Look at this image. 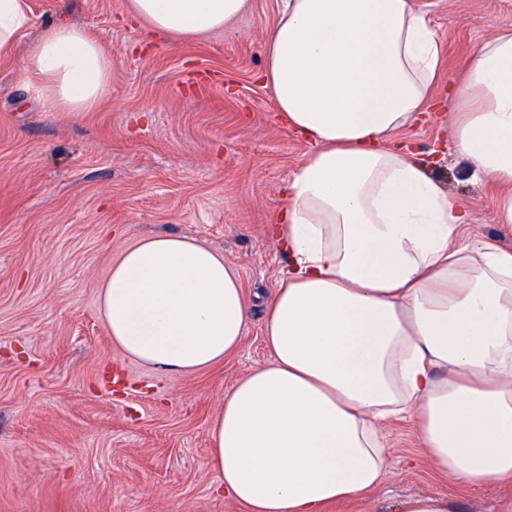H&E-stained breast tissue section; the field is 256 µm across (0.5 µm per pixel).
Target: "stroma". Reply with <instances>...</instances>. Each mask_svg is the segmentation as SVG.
<instances>
[{
    "label": "stroma",
    "instance_id": "1",
    "mask_svg": "<svg viewBox=\"0 0 512 512\" xmlns=\"http://www.w3.org/2000/svg\"><path fill=\"white\" fill-rule=\"evenodd\" d=\"M35 25L67 20L112 56L110 94L74 116L45 112L14 80L33 35L0 62V512H244L214 491L210 431L225 392L269 360L263 300L288 259L266 227L308 148L257 78L279 0H250L224 33L171 41L121 21L128 0H27ZM436 30L447 83L512 0H413ZM471 212L470 235L512 249L498 189L476 180L450 113L399 131ZM179 234L220 252L250 306L221 364L172 374L124 358L99 310L112 264L143 237ZM382 483L325 512H395L448 495L455 512H495L496 483L433 470L406 420L384 427Z\"/></svg>",
    "mask_w": 512,
    "mask_h": 512
}]
</instances>
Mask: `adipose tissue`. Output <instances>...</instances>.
Returning a JSON list of instances; mask_svg holds the SVG:
<instances>
[{
	"label": "adipose tissue",
	"mask_w": 512,
	"mask_h": 512,
	"mask_svg": "<svg viewBox=\"0 0 512 512\" xmlns=\"http://www.w3.org/2000/svg\"><path fill=\"white\" fill-rule=\"evenodd\" d=\"M249 0H129L151 32L223 31ZM32 26L0 0V57ZM441 46L412 0H281L260 79L312 151L283 188L272 231L288 258L265 301L262 368L225 393L209 464L245 512H324L384 476L381 426L405 416L432 467L506 486L512 512V250L473 240L469 210L394 134L425 121ZM448 82L453 138L474 176L498 185L512 224V32ZM46 112L107 97L112 59L77 25H43L15 73ZM121 351L164 372L223 361L249 307L237 271L195 239L151 235L99 293Z\"/></svg>",
	"instance_id": "adipose-tissue-1"
}]
</instances>
